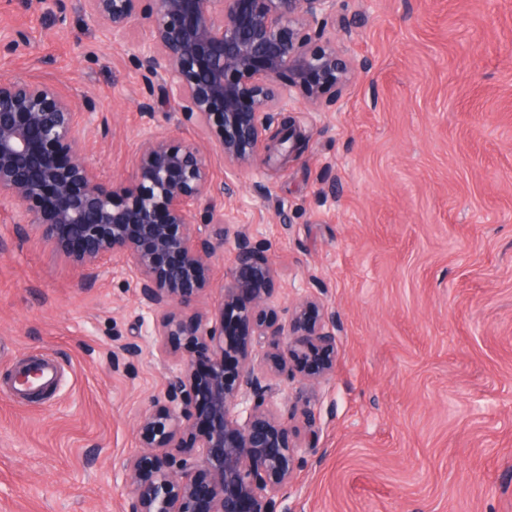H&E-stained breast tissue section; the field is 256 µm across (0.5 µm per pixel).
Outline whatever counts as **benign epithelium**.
I'll use <instances>...</instances> for the list:
<instances>
[{
    "instance_id": "obj_1",
    "label": "benign epithelium",
    "mask_w": 512,
    "mask_h": 512,
    "mask_svg": "<svg viewBox=\"0 0 512 512\" xmlns=\"http://www.w3.org/2000/svg\"><path fill=\"white\" fill-rule=\"evenodd\" d=\"M338 0H79L113 40L146 31L134 64L140 110L181 115L224 157L254 166L278 145L292 154L300 135L273 127L301 98L310 112L351 86L357 64L336 48ZM288 74V84L282 75ZM56 87L0 79V209L15 210L22 232L71 258L91 278L122 260L136 275L150 335L176 340L178 372L140 420L149 453L126 460L130 512H277L305 446L289 441L280 391L252 359L264 344L275 370L320 378L334 365L336 315H308L306 298L288 321L268 317L274 270L245 229L235 234V266L218 313L194 309L209 284L206 260L235 223L211 194V161L194 142L173 145L146 124L135 174L107 181L80 155L94 121ZM215 226L202 236L198 220ZM247 293L253 306H238Z\"/></svg>"
}]
</instances>
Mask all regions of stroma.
Instances as JSON below:
<instances>
[{
  "label": "stroma",
  "instance_id": "1",
  "mask_svg": "<svg viewBox=\"0 0 512 512\" xmlns=\"http://www.w3.org/2000/svg\"><path fill=\"white\" fill-rule=\"evenodd\" d=\"M337 45L366 62L320 112L288 117L300 154L228 172L223 198L276 270L279 322L305 297L335 313L336 366L310 398L317 438L279 512H512V0H339ZM28 44L3 47L13 30ZM140 31L109 40L79 0H0V78L45 81L107 113L84 160L132 175L145 117ZM208 260L212 313L234 267ZM152 319L121 260L93 279L0 211V512H129L122 464L175 372V343L118 345ZM60 368L40 397L14 372Z\"/></svg>",
  "mask_w": 512,
  "mask_h": 512
}]
</instances>
